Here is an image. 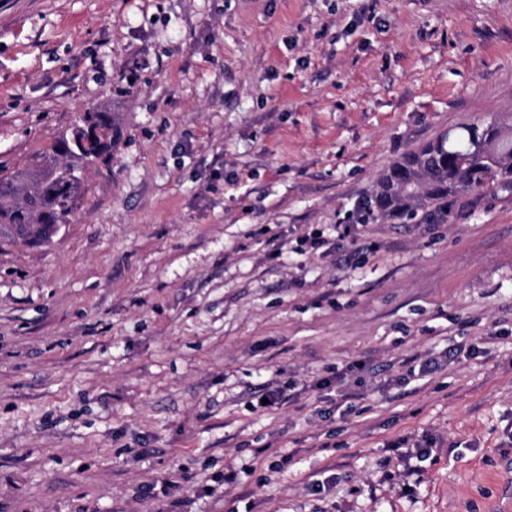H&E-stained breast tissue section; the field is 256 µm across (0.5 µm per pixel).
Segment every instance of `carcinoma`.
Instances as JSON below:
<instances>
[{"mask_svg": "<svg viewBox=\"0 0 512 512\" xmlns=\"http://www.w3.org/2000/svg\"><path fill=\"white\" fill-rule=\"evenodd\" d=\"M112 158V113L89 108L24 168L0 171V245L49 247L70 224L85 193V173ZM512 192V128L499 116L463 132L446 130L382 174L366 203L373 221L448 220L464 194ZM25 227L16 237L13 228Z\"/></svg>", "mask_w": 512, "mask_h": 512, "instance_id": "obj_1", "label": "carcinoma"}]
</instances>
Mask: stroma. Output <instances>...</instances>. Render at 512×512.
<instances>
[{"instance_id":"obj_1","label":"stroma","mask_w":512,"mask_h":512,"mask_svg":"<svg viewBox=\"0 0 512 512\" xmlns=\"http://www.w3.org/2000/svg\"><path fill=\"white\" fill-rule=\"evenodd\" d=\"M96 106L75 221L0 248V512L512 504V193L361 209L512 116V0H0V168Z\"/></svg>"}]
</instances>
